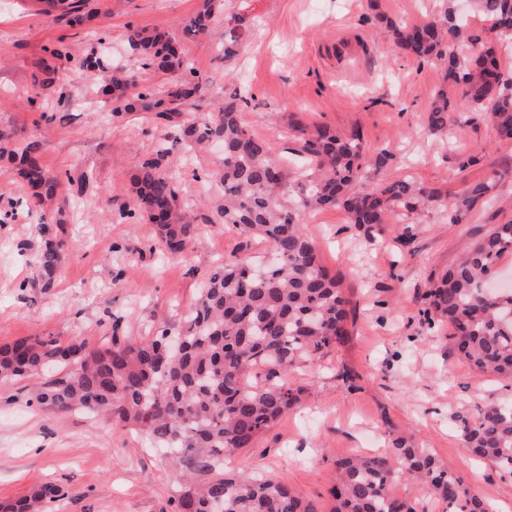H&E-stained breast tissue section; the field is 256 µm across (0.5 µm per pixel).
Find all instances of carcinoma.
<instances>
[{
  "instance_id": "obj_1",
  "label": "carcinoma",
  "mask_w": 512,
  "mask_h": 512,
  "mask_svg": "<svg viewBox=\"0 0 512 512\" xmlns=\"http://www.w3.org/2000/svg\"><path fill=\"white\" fill-rule=\"evenodd\" d=\"M219 0H204L203 11L186 25L207 34L220 16ZM471 8L491 19L495 35H512V0H471ZM379 22L412 57L439 59L450 84L439 89L429 109V127L443 130L480 108L490 113L499 137L512 140V78L505 75L494 40L467 34L455 7L420 22ZM468 43L470 56L458 51ZM129 47L142 67L176 75V81L142 84L122 69L112 73L103 93L112 113L140 109L155 113L172 129V141L192 150L219 141L222 186L214 200L217 215L238 228L246 241L259 240L262 254L235 258L201 282L196 304L176 326H163L149 338L112 337L91 345L62 344L40 337L0 345V380L18 381L53 371L30 402L53 412L102 413L123 428L175 452L186 468L185 484L174 512H316L310 502L273 476L233 475L219 470L224 453L251 447L299 400L288 377L312 365L348 335L347 301L336 276L321 264L314 241L304 232L306 211L336 208L358 226L390 224L394 208L413 210L437 196L410 178L363 183L364 169L380 171L387 153L369 156L355 133L294 127L303 141L292 160L274 144L250 134L242 122L248 99L224 89L219 111L197 121H179L188 106L211 97L209 81L180 55L167 32L129 35ZM0 136V156L18 163L20 174L50 199L59 182L45 175L40 144L29 140L16 151ZM163 145L144 160L121 203L122 218L156 225L162 247L181 257L193 225L181 208L177 179L167 168ZM491 190L482 181L465 189L449 223H462ZM512 252V223L497 224L450 267L426 294L424 315H437L453 328L460 358L478 373L512 381V292L488 295L486 277L501 257ZM64 256L61 241L48 242L40 262L54 268ZM463 447L472 456L512 474V402L495 401L472 418L460 419ZM339 481L332 490L334 512H416L394 495L402 479L421 482L456 512H489L485 499L470 492L427 450L403 438L384 455L336 462ZM65 495L45 484L0 512H42L47 502Z\"/></svg>"
}]
</instances>
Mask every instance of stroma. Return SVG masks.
Instances as JSON below:
<instances>
[{"instance_id":"obj_1","label":"stroma","mask_w":512,"mask_h":512,"mask_svg":"<svg viewBox=\"0 0 512 512\" xmlns=\"http://www.w3.org/2000/svg\"><path fill=\"white\" fill-rule=\"evenodd\" d=\"M202 4L90 0V16L73 28L44 0H0V131L17 146L38 140L46 172L61 182L53 199L37 201L14 164L0 160V208L10 214L0 224V343L152 335L196 303L200 280L220 262L260 251L212 208L220 147L189 155L170 143L168 126L153 113L113 116L101 93L116 67L162 84L132 55L128 36L167 31L215 96L228 83L244 91L251 100L246 129L282 155L301 147L293 123L354 131L369 154L391 155L379 180L410 174L439 196L421 211L397 208L395 223L369 230L334 209L303 215L323 265L341 280L349 335L292 375L299 402L253 447L230 455V468L272 474L317 512H332L337 460L384 452L402 437L434 453L498 512H512V478L469 458L456 421L512 399V385L475 375L454 354L447 324L423 315L431 284L491 225L512 222V173L464 223L448 221L468 185L512 170V141L498 140L489 115L476 111L449 132H430L444 66L417 61L370 20L377 12L417 22L440 14L445 0H224L226 16L246 34L228 63L214 37L184 30ZM59 44L70 59L58 62L56 82L46 88L42 67ZM90 55L98 66L82 68ZM165 141L180 197L196 215L184 256L172 261L153 224L117 215L141 162ZM59 239L69 248L45 271L39 256L46 241ZM39 383H0V502L52 482L66 495L46 512H170L182 470L166 453L106 416L28 404Z\"/></svg>"}]
</instances>
